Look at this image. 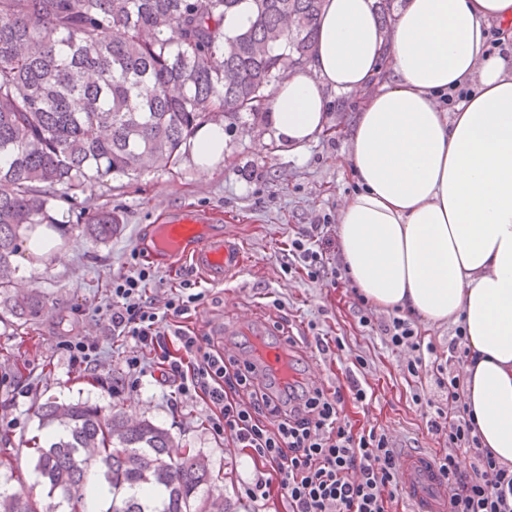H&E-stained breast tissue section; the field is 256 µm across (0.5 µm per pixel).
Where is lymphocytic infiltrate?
<instances>
[{"instance_id":"f902f5d3","label":"lymphocytic infiltrate","mask_w":512,"mask_h":512,"mask_svg":"<svg viewBox=\"0 0 512 512\" xmlns=\"http://www.w3.org/2000/svg\"><path fill=\"white\" fill-rule=\"evenodd\" d=\"M327 231V225L314 224L298 232L288 244V256L310 280L335 284L347 272L341 259L329 257L324 248ZM154 279V266L140 261L112 278L107 320L113 335L134 342L125 359L130 390L140 385L141 355L147 350L178 397H208L212 434L247 449L262 464L244 487L251 502L265 500L275 485L288 512H388L399 485L393 439L373 427L355 430L340 416L346 402L362 405L368 398L357 376L365 368L363 359L355 360L345 385L333 390L293 380L281 390L270 389L258 382L254 364L226 355L212 337L184 329V320L205 298L196 281L183 280L158 308L145 297ZM351 299L359 324L380 331L386 345L403 354L404 372L420 377L426 364L417 317L397 309L380 322L361 294L352 293ZM448 351L457 367L438 374L443 402L427 422L445 447L435 463L449 478L455 512H512V464L498 461L484 448L464 401L463 369L469 353L463 336H454ZM463 453L471 457L465 468L459 462Z\"/></svg>"}]
</instances>
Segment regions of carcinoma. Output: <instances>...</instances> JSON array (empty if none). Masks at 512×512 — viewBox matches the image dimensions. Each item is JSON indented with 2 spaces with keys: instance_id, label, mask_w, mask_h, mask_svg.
<instances>
[{
  "instance_id": "obj_1",
  "label": "carcinoma",
  "mask_w": 512,
  "mask_h": 512,
  "mask_svg": "<svg viewBox=\"0 0 512 512\" xmlns=\"http://www.w3.org/2000/svg\"><path fill=\"white\" fill-rule=\"evenodd\" d=\"M243 0H0V313L26 324L46 303L15 291L21 232L53 224L45 190L84 194L129 177L145 157L177 163L195 130L220 115L253 130L275 84L311 56L324 0H251L250 26L224 52V17ZM169 29L180 33L172 43ZM119 225L101 213L83 232L107 242ZM39 425L60 434L36 447L34 470L58 499L0 492V512H85L96 472L112 512H231L201 454L149 420L47 399ZM141 490L157 494L153 505Z\"/></svg>"
}]
</instances>
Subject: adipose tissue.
<instances>
[{
    "instance_id": "1",
    "label": "adipose tissue",
    "mask_w": 512,
    "mask_h": 512,
    "mask_svg": "<svg viewBox=\"0 0 512 512\" xmlns=\"http://www.w3.org/2000/svg\"><path fill=\"white\" fill-rule=\"evenodd\" d=\"M376 0H325L307 65L273 91L272 128L301 152L326 127L329 92L361 95L337 213V250L373 305L461 324L465 402L484 445L512 462V0H405L382 30ZM468 89L453 111L440 100ZM224 125L188 151L199 174L224 160Z\"/></svg>"
}]
</instances>
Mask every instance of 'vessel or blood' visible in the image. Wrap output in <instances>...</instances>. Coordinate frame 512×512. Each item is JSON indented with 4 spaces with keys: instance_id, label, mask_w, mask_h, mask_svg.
Returning <instances> with one entry per match:
<instances>
[{
    "instance_id": "1",
    "label": "vessel or blood",
    "mask_w": 512,
    "mask_h": 512,
    "mask_svg": "<svg viewBox=\"0 0 512 512\" xmlns=\"http://www.w3.org/2000/svg\"><path fill=\"white\" fill-rule=\"evenodd\" d=\"M166 244L159 248L162 261L191 260L209 280L224 283L232 280L244 265V255L237 245V227L225 225L215 230L204 220L185 216L171 224H162ZM288 341L261 342L257 356L262 365L276 375L287 373ZM399 494L410 512H451V495L445 478L439 473L432 456L413 452L400 459Z\"/></svg>"
}]
</instances>
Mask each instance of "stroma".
Segmentation results:
<instances>
[{
	"label": "stroma",
	"instance_id": "1",
	"mask_svg": "<svg viewBox=\"0 0 512 512\" xmlns=\"http://www.w3.org/2000/svg\"><path fill=\"white\" fill-rule=\"evenodd\" d=\"M358 106L357 96L331 94L328 132L299 156L273 132L254 136L237 128L227 134L224 163L212 175H198L186 155L177 165L116 179L86 194H54L51 210L61 222L56 237L61 259L37 263L24 251L16 258L21 289L43 295L47 309L24 327L0 321V457L13 463L12 470H0L1 487L36 486L34 446L45 443L47 431L33 416L32 406L36 399L54 398L87 402L107 415L119 409L130 417L150 419L170 429L182 445L208 457L211 469L224 479V497L234 512H287L279 491L257 504L243 497L256 467L246 451L211 433L207 423L212 406L207 400L189 397L179 410H172L173 389L153 367L137 391L124 387L123 360L133 342L113 335L97 315L111 299L113 275L126 269L133 253L145 252L155 225L187 213L214 224L238 225L246 261L236 281L207 284L205 299L188 321L197 334L241 347L246 335L227 333L226 327L251 316L265 326L268 339L295 337L298 360L305 355L306 342L315 337L339 338V349L318 355V367L343 373L355 358H363L370 393L366 405L346 403L342 418L358 430L385 429L402 452H442L422 409L412 401L417 392L436 399L433 375L417 379L404 374L402 355L359 325L349 288L286 270L289 236L313 224L335 223L341 203L357 189L340 163L347 152L346 130ZM102 210L116 213L120 228L110 241L97 243L81 227ZM277 299L282 302L278 308L273 305ZM69 336L97 339L96 370L70 365L62 346Z\"/></svg>",
	"mask_w": 512,
	"mask_h": 512
}]
</instances>
